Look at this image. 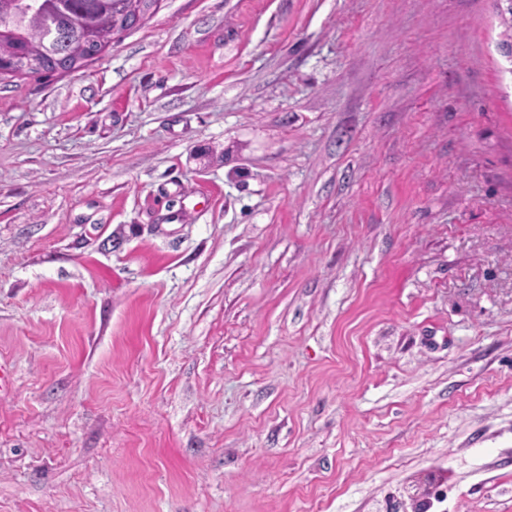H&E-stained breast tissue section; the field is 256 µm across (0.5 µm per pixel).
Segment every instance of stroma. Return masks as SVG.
Listing matches in <instances>:
<instances>
[{
    "label": "stroma",
    "instance_id": "1",
    "mask_svg": "<svg viewBox=\"0 0 512 512\" xmlns=\"http://www.w3.org/2000/svg\"><path fill=\"white\" fill-rule=\"evenodd\" d=\"M496 0H161L0 80V512H512Z\"/></svg>",
    "mask_w": 512,
    "mask_h": 512
}]
</instances>
